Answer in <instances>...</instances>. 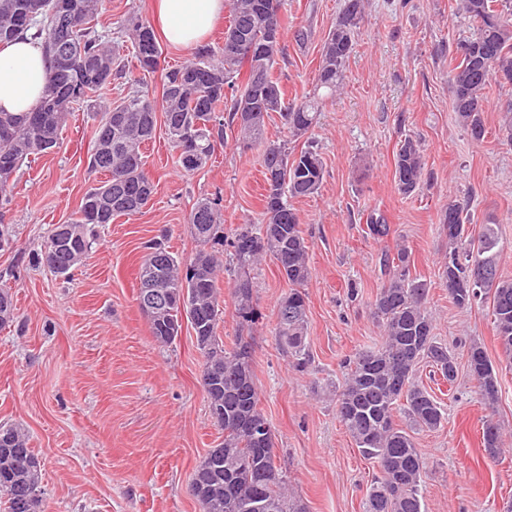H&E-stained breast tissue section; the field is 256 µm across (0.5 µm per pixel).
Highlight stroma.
Segmentation results:
<instances>
[{"label":"stroma","mask_w":512,"mask_h":512,"mask_svg":"<svg viewBox=\"0 0 512 512\" xmlns=\"http://www.w3.org/2000/svg\"><path fill=\"white\" fill-rule=\"evenodd\" d=\"M343 0H283L291 30L275 68L288 102L312 93L321 44ZM365 19L342 89L325 101L314 141L324 159L318 194L295 200L309 243L307 292L311 365L295 373L273 332L278 299L288 283L271 260L251 272L262 321L241 326L225 299L219 334L225 344L250 337L260 405L274 433L276 460L292 497L306 512H366L377 473L336 414L342 363L377 343L370 304L382 284L380 259L402 241L426 280L438 342L458 356L455 383L420 367L418 378L444 406L446 420L414 434L425 461L426 512H501L512 501V364L495 335L489 308L455 306L438 278L446 243L438 218L449 202L469 209L474 224L498 226L500 271L512 278V145L495 130L512 104V85L486 91L482 141L456 118L448 83L449 53L468 33L456 0H365ZM153 23V0H106L98 32L111 34L122 67L105 101L143 88L160 97V74L142 85L130 79L136 62L118 27L129 16ZM303 38H295L294 30ZM98 109L70 113L54 153L23 164L12 201L0 209L16 244L0 250V287L9 289L16 320L0 327V424L24 428L41 460L47 512H201L190 496V475L208 448L222 440L200 384L202 356L190 325L176 341L153 338L139 310L137 272L143 247L162 238L189 259L198 249L188 217L203 198L219 199L224 232L261 220L264 178L260 149L242 150L233 133L207 166L187 174L164 127L145 149L154 190L131 218L97 227L92 248L71 278L38 265L35 254L53 225L69 221L97 183L88 161ZM421 141L426 175L414 196L395 186L394 155L401 140ZM392 233L378 242L370 214ZM479 343L498 369V395L486 403L467 365ZM494 417L508 447L489 458L482 428Z\"/></svg>","instance_id":"obj_1"}]
</instances>
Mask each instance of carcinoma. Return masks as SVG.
<instances>
[{
	"label": "carcinoma",
	"instance_id": "obj_1",
	"mask_svg": "<svg viewBox=\"0 0 512 512\" xmlns=\"http://www.w3.org/2000/svg\"><path fill=\"white\" fill-rule=\"evenodd\" d=\"M56 2L0 0V44L29 32L44 43L51 63L45 95L32 111L0 112V207L9 204L13 176L24 161L59 147L66 116L111 84L118 70L110 41L92 26L105 0H68L72 23L66 26L54 13ZM262 2L225 0L229 20L224 44L215 51L199 50L193 59L169 69L150 63L151 58L162 57L153 29L134 17L123 23L139 71H162L163 117L171 143L177 149L185 139L193 141L191 156L179 155L185 173L203 169L224 146L225 112L237 127L238 142L247 149L262 150L266 194L261 223L245 224L226 238L220 202L203 198L188 218L191 234L200 244L195 255L183 262L161 242L151 240L144 246L138 268L137 303H142L149 285L163 299L148 317L155 340L172 344L181 333L182 320L190 324L203 358L201 374L208 378L202 387L211 418L224 433L190 476L192 497L202 512H304L290 498L288 482L276 465L273 431L260 408L254 382L251 344L238 335L226 346L218 334L224 257L206 246L223 241L231 248L238 269L232 291L235 310L252 325L262 314L254 302L250 271L264 258L275 263L288 282V292L275 306L273 330L288 348L293 368L307 371L311 358L305 287L311 268L302 219L292 200L317 193L322 184L324 162L312 134L324 100L343 85L365 10L364 0H344L336 24L322 43L313 93L290 104L274 76L287 26L281 11L270 14ZM457 9L468 18L471 32L456 44L449 84L459 122L473 140L481 141L486 135V89L494 80L482 59L495 57L512 70V0H457ZM62 44L71 54L69 67L56 64ZM243 112L250 118L241 123ZM274 112L280 114L288 136L305 139V147L290 151L288 141L268 137L266 120ZM156 123V102L146 91L104 107L93 131L88 163L90 171L103 179L85 193L75 217L67 223L73 242L56 248L58 228H53L36 255L39 264L57 275H71L91 249L96 227L117 217H134L148 204L153 182L143 148L154 137ZM498 134L512 144V106L499 113ZM425 167L421 143L404 138L394 158L399 194L410 197L417 192ZM440 223L448 254L439 278L448 298L460 308L489 304L496 335L512 363V279L500 273L496 225L483 224L472 236L468 214L453 203L442 213ZM412 266L406 246L385 252L383 282L372 302L381 341L343 361L344 383L336 399L340 422L359 452L379 469L367 495V512H424L425 463L411 432L440 428L446 413L416 381L415 370L425 359L448 384L457 376L458 358L436 340L428 309L429 288L413 275ZM14 319L11 296L0 289V323ZM467 362L484 398L494 403L498 375L478 343L468 346ZM398 412L408 425L399 423ZM482 440L492 457L505 447L502 429L494 419L485 421ZM33 456L20 427L0 425V495L6 512H46L44 506L29 502L32 487L41 482V465H23Z\"/></svg>",
	"mask_w": 512,
	"mask_h": 512
}]
</instances>
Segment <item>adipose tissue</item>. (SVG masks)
<instances>
[{"label": "adipose tissue", "mask_w": 512, "mask_h": 512, "mask_svg": "<svg viewBox=\"0 0 512 512\" xmlns=\"http://www.w3.org/2000/svg\"><path fill=\"white\" fill-rule=\"evenodd\" d=\"M162 34L174 46L201 45L224 12V0H155ZM50 62L39 40L21 34L0 46V112H28L45 91Z\"/></svg>", "instance_id": "obj_1"}]
</instances>
